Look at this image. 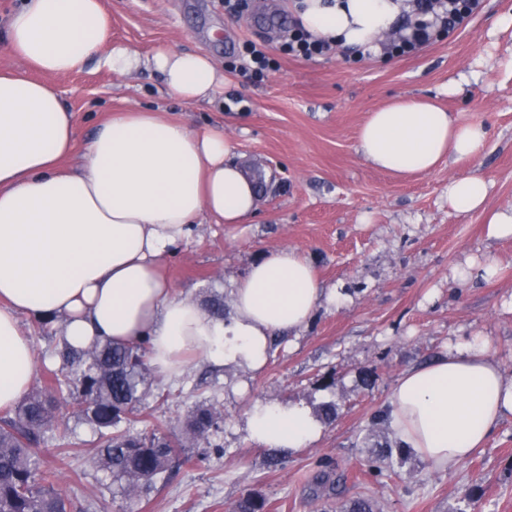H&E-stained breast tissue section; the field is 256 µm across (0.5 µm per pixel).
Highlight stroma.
<instances>
[{
  "label": "stroma",
  "instance_id": "1",
  "mask_svg": "<svg viewBox=\"0 0 512 512\" xmlns=\"http://www.w3.org/2000/svg\"><path fill=\"white\" fill-rule=\"evenodd\" d=\"M112 42L144 55L160 48L202 52L224 65L209 101L167 93L150 70L123 76L95 64L52 77L76 118L77 140L64 164H79L98 125L113 111L161 113L204 132L223 125L236 161L258 182L248 224H199L167 264L176 294L204 308L229 303L262 253L285 247L312 259L325 288L348 297L323 304L308 326L273 337L264 368L217 367L190 356L184 373H152L137 408L139 431L176 439L187 418L215 406L222 419L210 447L187 446L170 469L136 496L118 492L93 461L94 436L79 421L72 393L65 426L39 448L58 475L67 512H234L256 494L266 512H345L366 495L377 512H512V414L485 447L452 472L428 470L404 452L393 473L363 470L376 449L398 442L377 415L402 374L448 348L482 336L512 379V238H487L485 217L448 208V181L469 174L490 184L487 207L512 206V0H483L467 26L448 28L408 56L336 49L293 58L281 47L296 29L289 0H247L229 14L224 0H103ZM263 46L279 67L251 78L244 42ZM400 98L430 100L458 122H484V152L447 159L434 170L399 177L377 170L358 150L369 112ZM497 266L494 279L461 284L465 259ZM36 356L34 385L58 369L60 322L21 317ZM299 403L336 418L304 448L271 449L253 440L255 403Z\"/></svg>",
  "mask_w": 512,
  "mask_h": 512
}]
</instances>
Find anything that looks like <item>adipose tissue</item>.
Here are the masks:
<instances>
[{"label":"adipose tissue","mask_w":512,"mask_h":512,"mask_svg":"<svg viewBox=\"0 0 512 512\" xmlns=\"http://www.w3.org/2000/svg\"><path fill=\"white\" fill-rule=\"evenodd\" d=\"M290 7L312 37L375 53L411 9L409 0H290ZM0 36L25 65L0 70V410L19 403L35 371L23 316L62 320L65 340L77 347L145 342L150 366L177 376L191 354L261 369L275 333L301 329L319 305L335 302L311 262L288 247L250 265L229 318L176 295L161 266L192 225L205 215L245 224L255 212L256 182L233 162L223 128L200 133L155 112L119 111L97 127L79 167H62L76 126L48 76L93 58L120 75L156 71L172 93L199 102L224 83L208 56L170 49L144 56L113 45L101 0H21ZM487 139L482 122L457 123L431 102L400 99L368 114L358 147L373 167L408 175L450 156L477 157ZM488 191L478 175L451 179L448 207L483 211ZM508 413L512 380L479 338L405 371L385 416L404 448L451 471ZM248 430L270 448H304L322 426L305 407L257 403Z\"/></svg>","instance_id":"ef3b65f1"}]
</instances>
